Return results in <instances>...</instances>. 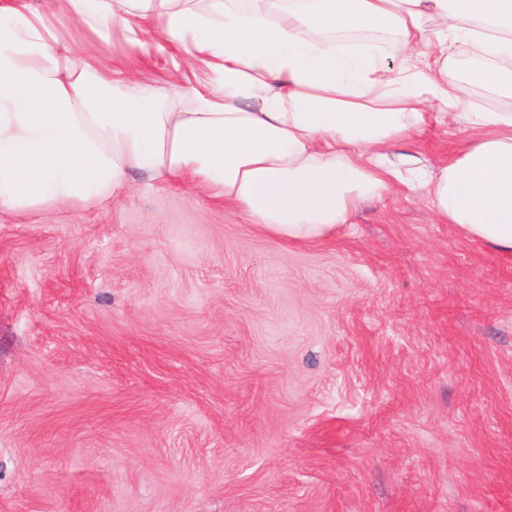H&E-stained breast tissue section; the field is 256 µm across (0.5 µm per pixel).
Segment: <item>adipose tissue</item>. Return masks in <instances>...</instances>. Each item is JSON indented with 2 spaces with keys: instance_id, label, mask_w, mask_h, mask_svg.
Masks as SVG:
<instances>
[{
  "instance_id": "adipose-tissue-1",
  "label": "adipose tissue",
  "mask_w": 512,
  "mask_h": 512,
  "mask_svg": "<svg viewBox=\"0 0 512 512\" xmlns=\"http://www.w3.org/2000/svg\"><path fill=\"white\" fill-rule=\"evenodd\" d=\"M69 23L178 52L192 93L140 83ZM369 30L390 33L387 50L356 45ZM462 43L481 62L472 80L454 65ZM475 81L502 106L479 105ZM433 118L466 137L441 164L401 150ZM134 171L295 241L418 191L438 223L512 255V0H5L0 213L101 204Z\"/></svg>"
}]
</instances>
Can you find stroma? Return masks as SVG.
<instances>
[{"label":"stroma","instance_id":"stroma-1","mask_svg":"<svg viewBox=\"0 0 512 512\" xmlns=\"http://www.w3.org/2000/svg\"><path fill=\"white\" fill-rule=\"evenodd\" d=\"M0 512H512V258L414 197L288 242L137 172L0 213Z\"/></svg>","mask_w":512,"mask_h":512}]
</instances>
